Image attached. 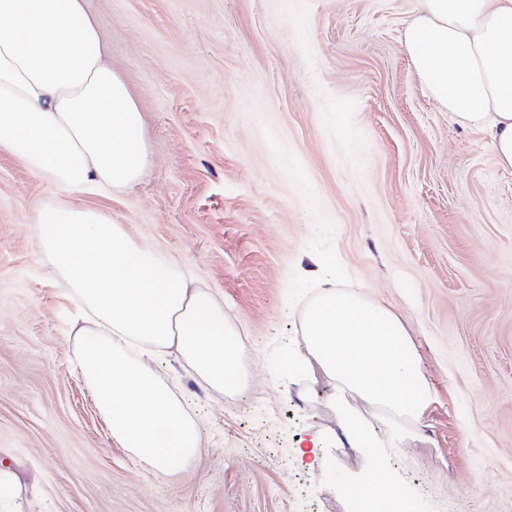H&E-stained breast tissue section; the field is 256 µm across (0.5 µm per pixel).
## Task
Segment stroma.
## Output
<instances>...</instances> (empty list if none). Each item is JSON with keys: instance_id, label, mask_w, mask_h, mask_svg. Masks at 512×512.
Listing matches in <instances>:
<instances>
[{"instance_id": "1", "label": "stroma", "mask_w": 512, "mask_h": 512, "mask_svg": "<svg viewBox=\"0 0 512 512\" xmlns=\"http://www.w3.org/2000/svg\"><path fill=\"white\" fill-rule=\"evenodd\" d=\"M143 115L149 164L75 192L221 294L243 389L160 378L204 447L178 473L121 448L79 373L72 304L35 242L55 194L0 152V512H354L363 479L321 374L289 377L317 288L397 315L432 389L387 467L416 512H512V174L420 88L415 0H86Z\"/></svg>"}]
</instances>
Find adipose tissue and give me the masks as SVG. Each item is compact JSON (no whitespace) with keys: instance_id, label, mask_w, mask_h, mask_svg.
<instances>
[{"instance_id":"1","label":"adipose tissue","mask_w":512,"mask_h":512,"mask_svg":"<svg viewBox=\"0 0 512 512\" xmlns=\"http://www.w3.org/2000/svg\"><path fill=\"white\" fill-rule=\"evenodd\" d=\"M401 44L428 95L458 124L485 133L499 168L512 172V0H416ZM142 122L85 0H0V150L57 189L33 205V232L76 303L78 369L118 445L170 474L202 443L152 360L175 357L209 388L235 392L247 381L245 346L223 300L107 212L70 201L77 191L109 195L139 179L149 163ZM302 334L306 350L293 367L335 382L349 445L366 446L371 435L351 395L376 410L391 441L421 424L431 388L396 315L327 288L306 310ZM341 488L361 506L415 512L380 466Z\"/></svg>"}]
</instances>
